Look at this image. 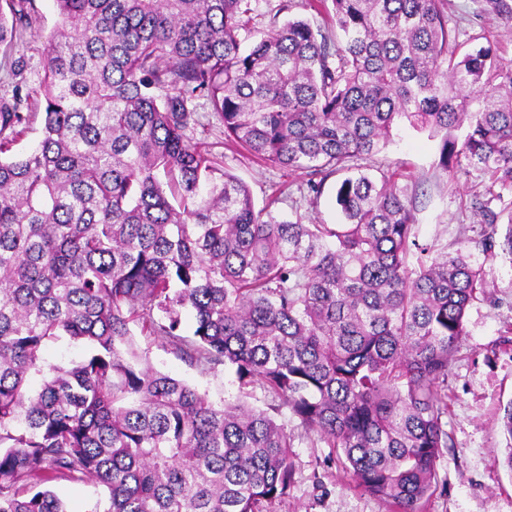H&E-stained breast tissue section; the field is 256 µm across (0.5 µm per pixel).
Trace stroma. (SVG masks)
Listing matches in <instances>:
<instances>
[{"label":"stroma","instance_id":"1","mask_svg":"<svg viewBox=\"0 0 512 512\" xmlns=\"http://www.w3.org/2000/svg\"><path fill=\"white\" fill-rule=\"evenodd\" d=\"M35 6L11 51L0 54V99L27 96L43 81L47 37L58 16L53 0H35ZM447 12L449 23L459 27L461 47L488 33L502 62L512 64V28L485 14L481 0H448ZM197 111V141L249 187L256 207L272 205L280 218L298 215L306 223L317 218L339 223L333 183H326L317 199L302 197L303 172L265 164L243 148L225 145L223 126L205 99H198ZM439 149V139L403 123L385 149L354 159L352 165L374 175L400 172L401 185L417 197L416 241L452 251L477 235L471 202L484 195L485 179L473 170L449 180L438 166ZM471 254L483 269L487 288L470 304L466 334L448 367V414L443 419L448 446L437 462L438 485L426 512H512V471L504 464L501 428L503 409L512 402V257L478 248ZM131 331L154 369L207 393L214 402L238 399L261 410L273 407L260 383L239 386L229 368L190 364L160 337L145 335L136 325ZM276 420L288 429L294 468L291 489L276 512H390L384 500L354 487L340 450L306 431L288 409L279 410ZM51 488L68 512H89L106 496L105 488L90 479L59 481Z\"/></svg>","mask_w":512,"mask_h":512}]
</instances>
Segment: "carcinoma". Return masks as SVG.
<instances>
[{
    "label": "carcinoma",
    "mask_w": 512,
    "mask_h": 512,
    "mask_svg": "<svg viewBox=\"0 0 512 512\" xmlns=\"http://www.w3.org/2000/svg\"><path fill=\"white\" fill-rule=\"evenodd\" d=\"M54 2L30 152L6 156L30 114L0 101V512H66L42 485L83 478L107 491L87 512H275L288 496L284 425L142 362L132 324L261 383L356 487L424 512L448 447L438 384L483 272L465 249L418 247L416 197L350 162L400 122L441 137L448 178L498 188L473 201L475 246L512 257V66L491 35L459 53L444 0H332L321 25L259 35L258 0ZM33 10L0 0L1 52ZM484 12L512 27V0ZM198 98L225 140L305 171L313 198L343 175L342 222L256 208L194 141ZM64 339L86 352L49 363ZM502 429L512 470V403Z\"/></svg>",
    "instance_id": "carcinoma-1"
}]
</instances>
